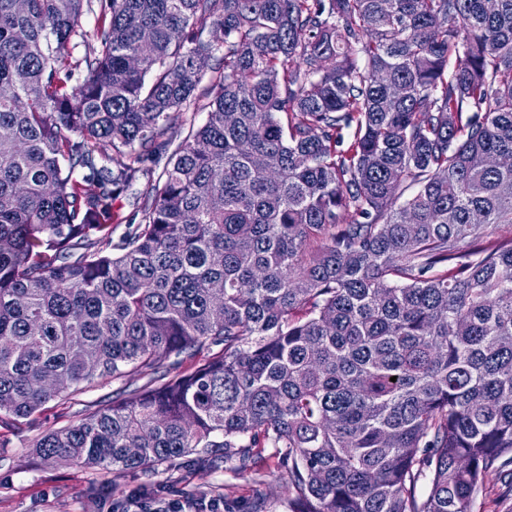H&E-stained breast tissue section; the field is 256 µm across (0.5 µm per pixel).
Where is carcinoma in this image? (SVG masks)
<instances>
[{"label":"carcinoma","mask_w":512,"mask_h":512,"mask_svg":"<svg viewBox=\"0 0 512 512\" xmlns=\"http://www.w3.org/2000/svg\"><path fill=\"white\" fill-rule=\"evenodd\" d=\"M86 8L0 0V429L139 373L35 458L274 448L288 512H473L512 476V0Z\"/></svg>","instance_id":"cac0c4a2"}]
</instances>
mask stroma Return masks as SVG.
<instances>
[{"mask_svg": "<svg viewBox=\"0 0 512 512\" xmlns=\"http://www.w3.org/2000/svg\"><path fill=\"white\" fill-rule=\"evenodd\" d=\"M116 385L103 382L79 394L64 415L46 410L33 424L9 435L0 460V512H109L131 496L171 494L191 501H223L226 512H247L261 502L266 512H288V486L273 449L265 448L257 464L240 470L230 464L206 467L185 457L154 475L138 471L97 473L71 465L45 466L31 448L43 433L79 422L98 405L111 402Z\"/></svg>", "mask_w": 512, "mask_h": 512, "instance_id": "stroma-1", "label": "stroma"}]
</instances>
